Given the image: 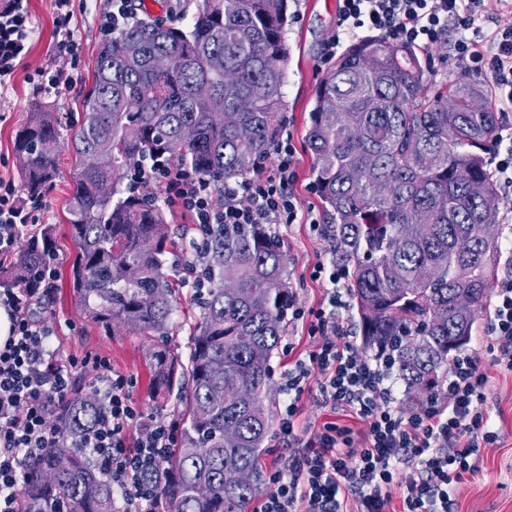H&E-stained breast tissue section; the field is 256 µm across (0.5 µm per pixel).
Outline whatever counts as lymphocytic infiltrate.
<instances>
[{
    "mask_svg": "<svg viewBox=\"0 0 512 512\" xmlns=\"http://www.w3.org/2000/svg\"><path fill=\"white\" fill-rule=\"evenodd\" d=\"M512 14V0H338L335 31L325 44L332 59L343 39L369 31L382 39L428 50L448 31L456 39L449 62L485 75L493 104L512 112V25L494 24V11ZM29 36L22 0L0 14V77L19 66ZM275 168L215 192L210 183L163 162L131 170L134 188L163 187L200 228L219 224H293L298 203L295 150L274 145ZM16 203L13 182L0 179V260L12 256L23 230L35 223ZM349 271L318 265L316 278L329 284L326 306L291 304L293 320L305 323L310 346L284 383L287 403L279 432L295 447L285 463L268 473L255 512H389L393 482L403 488L404 512H451L454 489L474 472L479 448L495 442L484 407L486 375L474 354L455 356L447 392L416 412L400 411L386 357L360 352L340 321L347 303L341 284ZM42 291L0 285V306L10 315V335L0 346V512H18L23 467L46 449L58 447L62 432L53 423L58 403L70 395L76 375L87 376L105 405L103 419L83 431L77 447L87 449L101 477L119 496L118 512H154L159 498L154 472L180 434L163 415L144 414L131 395V379L113 372L99 355L59 357L54 330L36 309ZM496 364L512 371V261L490 304L485 325ZM321 402L362 422L361 430L333 421L300 439L298 418L309 379Z\"/></svg>",
    "mask_w": 512,
    "mask_h": 512,
    "instance_id": "f902f5d3",
    "label": "lymphocytic infiltrate"
}]
</instances>
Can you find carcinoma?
<instances>
[{
    "label": "carcinoma",
    "instance_id": "obj_1",
    "mask_svg": "<svg viewBox=\"0 0 512 512\" xmlns=\"http://www.w3.org/2000/svg\"><path fill=\"white\" fill-rule=\"evenodd\" d=\"M287 25L288 0H201L188 29L138 18L99 47L84 123L71 139L76 156L99 162L77 169L68 224L72 288L107 334L163 335L173 313L166 214L154 195L122 196L118 184L147 159L175 160L218 190L261 168L286 112ZM158 55L171 65L156 68ZM499 119L478 82L430 84L416 50L376 37L350 45L316 91L305 139L336 255L353 264L363 349L389 355L410 402L443 394L453 353L470 341L495 285L498 250L487 229L499 196L481 151ZM62 145L56 113L37 105L13 143L30 201L51 183ZM472 182L484 185L483 197L469 195ZM24 236L0 265V283L35 290V271L54 252L53 227ZM460 238L473 241L466 254L456 250ZM204 247L214 287L187 361L162 347L149 362L153 396L178 393L185 421L180 446L157 470V512H251L273 423L265 401L292 298L287 255L263 224H223ZM227 282L237 288L225 290ZM461 294L470 298L465 310ZM436 308L446 310L439 320ZM240 386L251 404L238 400ZM103 415L77 382L54 422L73 437ZM227 427L235 440L224 438ZM230 469L251 482L226 484ZM19 512H117V501L93 461L63 443L25 465Z\"/></svg>",
    "mask_w": 512,
    "mask_h": 512
}]
</instances>
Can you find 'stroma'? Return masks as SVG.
<instances>
[{"mask_svg": "<svg viewBox=\"0 0 512 512\" xmlns=\"http://www.w3.org/2000/svg\"><path fill=\"white\" fill-rule=\"evenodd\" d=\"M30 34L26 55L14 74L0 81V178L18 185L20 203H29L21 185V163L13 148L16 133L32 117L35 103L48 104L56 112L64 139H71L84 119L81 101L93 79L94 60L105 40L107 0H71V23L74 46L60 51L55 35L54 0H26ZM291 16L285 38L290 48L284 99L288 105L287 120L279 135L291 141L296 150L297 179L292 191L302 210L312 211L320 223L329 218L322 208L312 175L313 158L305 143L310 113L315 103V90L328 70L322 64L325 42L336 27V0H288ZM60 69L72 75L73 81L59 91L40 87L41 73ZM76 173V160L71 148H63L58 158L57 174L42 201L31 203L40 223L55 230L57 280L44 298L36 314L54 326L60 355L92 352L109 359L116 373L131 376L132 397L145 413H153L154 404L148 389V354L158 344H166L186 352L188 339L199 319L200 307L194 291L186 285L184 256L202 241L190 217L167 201L162 188L154 193L163 204L170 225L175 252L167 259L169 275L179 280L174 298V311L167 336H143L127 332L106 336L81 313L70 286V266L75 248L67 223V203ZM269 230L279 237L288 255V281L299 303L319 307L326 284L313 279L317 264L336 258L331 237L313 231L309 224H273ZM486 314H479L466 349L481 358V369L488 383L486 406L490 425L497 434L495 444L481 449L477 469L466 475L455 490L456 512H512V371L494 364L483 339ZM309 337L301 325L287 323L277 349L271 358V390L273 410L283 407L282 384L297 355L308 347Z\"/></svg>", "mask_w": 512, "mask_h": 512, "instance_id": "obj_1", "label": "stroma"}]
</instances>
